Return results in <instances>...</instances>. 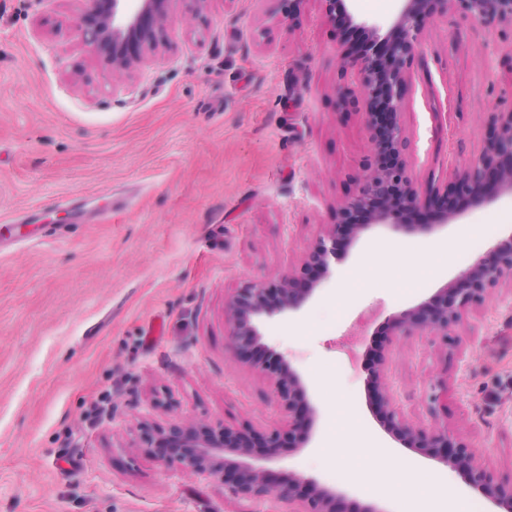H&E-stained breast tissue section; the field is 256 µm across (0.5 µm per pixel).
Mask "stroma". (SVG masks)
<instances>
[{
	"mask_svg": "<svg viewBox=\"0 0 512 512\" xmlns=\"http://www.w3.org/2000/svg\"><path fill=\"white\" fill-rule=\"evenodd\" d=\"M87 10L0 0V512H295L237 498L142 437L186 421L287 431L269 378L225 350L224 305L300 269L355 190L368 131L338 98L359 86L340 55L364 36L320 0H177L157 50L119 73L84 47ZM494 105L512 107V34L452 15L428 23L400 115L420 192L481 152ZM458 209L430 232L419 214L403 231L368 230L298 317L264 324L319 417L308 447L259 448L251 464L406 512L449 469L392 447L367 388L381 363L409 422L512 475V284L447 338L393 328L512 230L498 221L510 196ZM440 379L454 397L436 416ZM360 429L416 467L394 499L349 479L366 457L336 455L337 436Z\"/></svg>",
	"mask_w": 512,
	"mask_h": 512,
	"instance_id": "35a3bbf8",
	"label": "stroma"
}]
</instances>
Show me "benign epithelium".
I'll return each instance as SVG.
<instances>
[{
    "label": "benign epithelium",
    "instance_id": "7a95c632",
    "mask_svg": "<svg viewBox=\"0 0 512 512\" xmlns=\"http://www.w3.org/2000/svg\"><path fill=\"white\" fill-rule=\"evenodd\" d=\"M177 0H89L90 10L81 25L83 43L99 54L109 55L112 67L128 70L134 61L127 47L137 45L146 52L157 49L155 27L164 23ZM327 16L352 24L351 0H321ZM398 11L389 25L363 21L366 45L360 52L341 58L342 67L360 76L358 91L341 94L346 105L362 108L368 130V158L354 194L336 208V223L328 225L307 249L303 271H290L238 289L225 303L230 325L225 348L234 354L269 351L261 331L265 320L299 313L322 283L333 277L338 246H353L371 226H400L406 210L435 213L430 227H442L458 218L453 207L435 209V203L417 189L404 157L407 144L399 114L404 103L409 70L426 24L450 13L483 28L512 29V0H398ZM512 195V108L493 111V127L482 152L456 174L453 185L437 200H470L478 205L495 203ZM366 219L358 224L355 218ZM491 258H481L436 294L414 308L393 316L400 336L427 332L448 340V330L462 311L481 303L488 291L503 281L512 282V232L499 240ZM252 365L266 374L284 412L288 434L303 446L317 419L309 387L292 361L275 354L262 356ZM375 394L379 424L405 448H425L430 456L454 471L493 507L492 512H512V477L497 476L482 463L480 454L448 431H430L405 420L394 406L384 362L368 379ZM433 411L448 410V382L440 380L430 396ZM146 449L160 454L183 470L224 476L230 492L249 501L272 497L301 502L298 512H382L373 505L347 500L336 487L310 478L291 476L281 482L270 471L245 458L252 455V437L230 426L185 422L155 436H146Z\"/></svg>",
    "mask_w": 512,
    "mask_h": 512
}]
</instances>
